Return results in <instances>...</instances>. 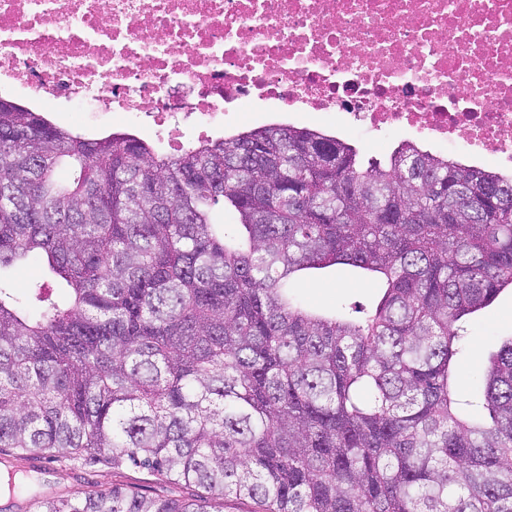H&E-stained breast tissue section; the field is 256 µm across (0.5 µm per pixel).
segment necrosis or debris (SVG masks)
Returning a JSON list of instances; mask_svg holds the SVG:
<instances>
[{
  "instance_id": "4bbe7bcc",
  "label": "necrosis or debris",
  "mask_w": 512,
  "mask_h": 512,
  "mask_svg": "<svg viewBox=\"0 0 512 512\" xmlns=\"http://www.w3.org/2000/svg\"><path fill=\"white\" fill-rule=\"evenodd\" d=\"M0 89L200 135L241 108L512 168V0H0Z\"/></svg>"
}]
</instances>
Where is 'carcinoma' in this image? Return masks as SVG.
Listing matches in <instances>:
<instances>
[{
	"instance_id": "cac0c4a2",
	"label": "carcinoma",
	"mask_w": 512,
	"mask_h": 512,
	"mask_svg": "<svg viewBox=\"0 0 512 512\" xmlns=\"http://www.w3.org/2000/svg\"><path fill=\"white\" fill-rule=\"evenodd\" d=\"M0 112V449L102 459L196 486H113L27 512H512V337L480 412L456 399L467 317L512 288V175L409 144L383 162L270 123L162 154ZM233 216L226 232L216 209ZM38 253L63 296L18 298ZM378 277L369 310L290 292Z\"/></svg>"
}]
</instances>
